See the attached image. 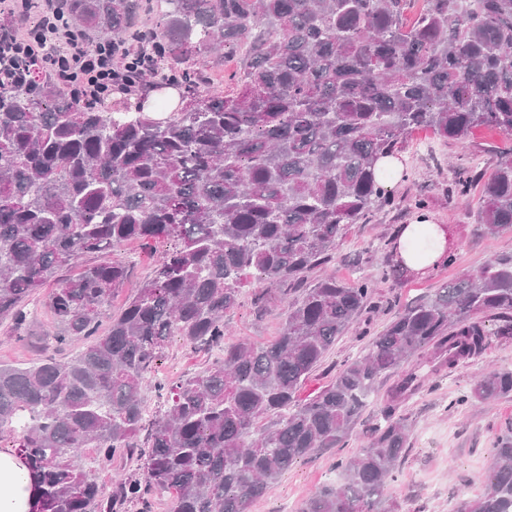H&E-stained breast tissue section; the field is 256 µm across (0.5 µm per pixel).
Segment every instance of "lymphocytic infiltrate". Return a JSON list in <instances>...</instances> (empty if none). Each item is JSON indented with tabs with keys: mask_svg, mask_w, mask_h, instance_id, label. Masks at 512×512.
<instances>
[{
	"mask_svg": "<svg viewBox=\"0 0 512 512\" xmlns=\"http://www.w3.org/2000/svg\"><path fill=\"white\" fill-rule=\"evenodd\" d=\"M62 0H42L38 24L28 22V0H0V15L11 23L0 32V86L25 81L32 69L48 73L56 87L76 101H101L125 88L124 55L138 51L146 32L90 48L80 30L66 21Z\"/></svg>",
	"mask_w": 512,
	"mask_h": 512,
	"instance_id": "1",
	"label": "lymphocytic infiltrate"
}]
</instances>
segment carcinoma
<instances>
[{
    "instance_id": "1",
    "label": "carcinoma",
    "mask_w": 512,
    "mask_h": 512,
    "mask_svg": "<svg viewBox=\"0 0 512 512\" xmlns=\"http://www.w3.org/2000/svg\"><path fill=\"white\" fill-rule=\"evenodd\" d=\"M91 45L118 40L144 13L158 43L141 75L184 87L155 118L140 105H80L45 78L0 90V321L20 326L46 299L58 351L0 365V434L20 433L32 512H127L163 498L168 512H249L297 460L340 448L384 381L432 349L437 369L478 358L491 335L512 338V254L443 283L398 313L361 357L311 398L298 392L336 341L376 308V280L308 275L327 267L352 227L394 196L376 169L428 129L465 142L489 127L512 140V0H64ZM241 52L224 89L202 94L212 65ZM472 170L451 191L468 198ZM484 233L512 234V152L482 185ZM168 242L152 275L97 335L127 280L109 253L128 240ZM84 265L75 278L63 267ZM245 286L286 300L264 345L224 341ZM498 321L490 331L482 315ZM217 352L193 377L141 393L167 339ZM340 479L299 512H387L409 439L397 399ZM512 397V370L481 373L456 405ZM136 461L106 488L95 473ZM456 512H512V421L499 433L484 491Z\"/></svg>"
}]
</instances>
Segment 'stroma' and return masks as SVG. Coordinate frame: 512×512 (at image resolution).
I'll list each match as a JSON object with an SVG mask.
<instances>
[{
    "label": "stroma",
    "mask_w": 512,
    "mask_h": 512,
    "mask_svg": "<svg viewBox=\"0 0 512 512\" xmlns=\"http://www.w3.org/2000/svg\"><path fill=\"white\" fill-rule=\"evenodd\" d=\"M512 151V142L495 132L479 129L466 143L444 142L430 131L419 130L407 137L400 152L402 169L392 183L396 209L371 213L354 227L339 245L328 273L344 281L362 274L377 277V308L364 313L333 348L325 362L303 384L299 396L306 399L325 386L336 369L362 356L369 337L382 332L405 306L433 293L443 282L460 274L478 271L494 256L512 253V236L490 237L479 231L476 206L472 200L448 194L453 170L475 166L489 176L499 155ZM429 200L428 212L435 223L452 231L451 247L456 255L453 266H438L427 274L406 272L400 280L383 277L387 266L395 264V242L404 224L410 223L415 209L414 197ZM161 242L153 250L130 241L112 253L113 258L130 265L131 277L112 299V312H119L131 292L150 276L158 257L167 250ZM36 295L30 309L33 319L30 339L15 337L9 322H0V363L27 365L41 354L40 335L51 318ZM285 305L279 293H269L264 308H257L252 291H244L239 306L227 318L234 335H244L259 345L272 340L284 316ZM210 353L193 352L180 337H169L152 371V385L144 388L142 398L151 410L162 404L154 388L155 381L174 382L205 368ZM512 369V339L493 336L476 364H464L452 372L429 375L419 393L401 401L400 409L412 424L406 452L397 477L387 489V499L395 512H454L455 505L475 498L481 491L495 452L501 426L512 420V398L484 404L481 408L464 406L449 409L448 402L469 389L477 367ZM397 383L389 377L364 410L359 425L345 445L312 454L295 462L283 473L269 492L256 501L251 512H299L301 504L325 482L336 479L339 459L358 454L367 432L376 422L380 405Z\"/></svg>",
    "instance_id": "1"
}]
</instances>
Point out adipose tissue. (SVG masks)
<instances>
[{
  "label": "adipose tissue",
  "instance_id": "adipose-tissue-1",
  "mask_svg": "<svg viewBox=\"0 0 512 512\" xmlns=\"http://www.w3.org/2000/svg\"><path fill=\"white\" fill-rule=\"evenodd\" d=\"M447 231L427 213L405 225L396 242V253L411 271L425 273L442 262ZM33 487L24 461L11 449H0V512H31Z\"/></svg>",
  "mask_w": 512,
  "mask_h": 512
}]
</instances>
